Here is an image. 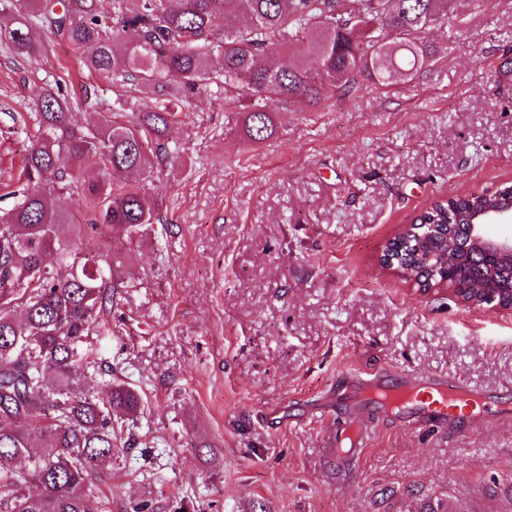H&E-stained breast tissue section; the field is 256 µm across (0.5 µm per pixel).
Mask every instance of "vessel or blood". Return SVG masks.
<instances>
[{
  "mask_svg": "<svg viewBox=\"0 0 512 512\" xmlns=\"http://www.w3.org/2000/svg\"><path fill=\"white\" fill-rule=\"evenodd\" d=\"M357 394L368 395L372 407L395 412L413 411L414 426L444 430L459 409L482 412L483 399L460 381L444 375L425 378L410 386L401 381L383 383L375 375L351 371L347 374ZM376 426L365 417L363 409L352 408L336 417V446L334 455L342 473H351L355 464L367 452Z\"/></svg>",
  "mask_w": 512,
  "mask_h": 512,
  "instance_id": "1",
  "label": "vessel or blood"
}]
</instances>
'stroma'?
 Instances as JSON below:
<instances>
[{"instance_id": "stroma-1", "label": "stroma", "mask_w": 512, "mask_h": 512, "mask_svg": "<svg viewBox=\"0 0 512 512\" xmlns=\"http://www.w3.org/2000/svg\"><path fill=\"white\" fill-rule=\"evenodd\" d=\"M26 61L0 45V210L33 132L36 88L87 82L101 110L124 89L81 51L35 32ZM430 70L277 110L260 145L216 85L167 133L146 183L162 203L125 260L86 347L141 388L103 476L107 512H512V415L456 431L381 425L354 478L329 448L345 369L446 373L512 403V310L422 292L379 270L386 244L433 201L512 185V0H452Z\"/></svg>"}]
</instances>
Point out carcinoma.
<instances>
[{"label": "carcinoma", "instance_id": "carcinoma-1", "mask_svg": "<svg viewBox=\"0 0 512 512\" xmlns=\"http://www.w3.org/2000/svg\"><path fill=\"white\" fill-rule=\"evenodd\" d=\"M34 27L83 49L88 73L151 95L134 121L96 112L79 125L73 112L94 106L90 87L65 79L40 88L25 186L0 215V512H90L112 464V419L145 408L144 393L126 383L78 391L102 371L84 346L123 266L90 240L115 229L134 237L159 219L162 203L145 182L168 155L174 108L221 83L247 141L266 142L279 109L303 111L360 79L389 86L429 68L439 50L426 36L448 27V0H113L110 13L97 0H0V41L15 55H38ZM75 188L92 205L83 224L65 198ZM508 190L433 203L415 223L436 228L394 241L396 263L425 281L430 265L416 253L435 260L451 239L462 245L456 282L483 281L509 301L512 265L464 247L462 227Z\"/></svg>", "mask_w": 512, "mask_h": 512}]
</instances>
